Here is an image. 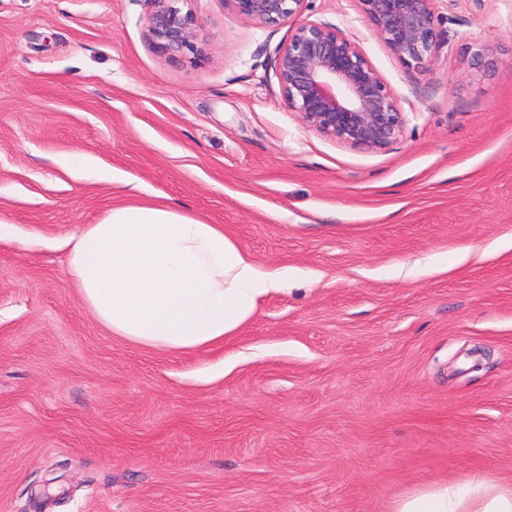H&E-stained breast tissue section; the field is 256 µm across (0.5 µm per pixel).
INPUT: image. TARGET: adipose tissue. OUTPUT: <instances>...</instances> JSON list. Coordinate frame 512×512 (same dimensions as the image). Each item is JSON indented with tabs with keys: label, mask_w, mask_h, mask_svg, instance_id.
I'll return each mask as SVG.
<instances>
[{
	"label": "adipose tissue",
	"mask_w": 512,
	"mask_h": 512,
	"mask_svg": "<svg viewBox=\"0 0 512 512\" xmlns=\"http://www.w3.org/2000/svg\"><path fill=\"white\" fill-rule=\"evenodd\" d=\"M66 245L73 285L98 322L126 341L170 351L235 336L262 297L296 277L258 265L222 225L165 205L112 208ZM392 512H512V484L475 473L409 496Z\"/></svg>",
	"instance_id": "1"
}]
</instances>
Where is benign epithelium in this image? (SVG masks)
I'll list each match as a JSON object with an SVG mask.
<instances>
[{
    "mask_svg": "<svg viewBox=\"0 0 512 512\" xmlns=\"http://www.w3.org/2000/svg\"><path fill=\"white\" fill-rule=\"evenodd\" d=\"M157 0L152 32L169 55L194 52L197 19L181 4ZM307 0H224L231 14L276 26L302 13ZM436 0H359L374 34L408 68L431 71L444 43ZM472 68L494 65L495 48L483 41L466 47ZM280 91L306 126L353 149L374 150L398 138L405 118L393 92L359 43L342 30L307 20L296 25L277 57Z\"/></svg>",
    "mask_w": 512,
    "mask_h": 512,
    "instance_id": "obj_1",
    "label": "benign epithelium"
}]
</instances>
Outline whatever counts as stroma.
Returning a JSON list of instances; mask_svg holds the SVG:
<instances>
[{"label":"stroma","instance_id":"1","mask_svg":"<svg viewBox=\"0 0 512 512\" xmlns=\"http://www.w3.org/2000/svg\"><path fill=\"white\" fill-rule=\"evenodd\" d=\"M189 6L199 51L173 57L156 0H0V512H389L512 482V0H436L429 74L359 0H308L405 116L374 150L289 109L291 24ZM136 203L298 276L207 350L113 336L63 243ZM465 53L468 57H470V65L471 68H484L485 65L493 66L494 65V55H495V48L483 41H474L465 48Z\"/></svg>","mask_w":512,"mask_h":512}]
</instances>
